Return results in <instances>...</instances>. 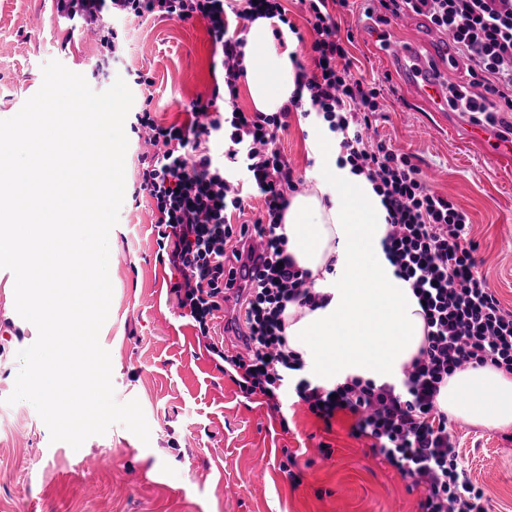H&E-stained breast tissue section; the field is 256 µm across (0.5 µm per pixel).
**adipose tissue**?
Returning a JSON list of instances; mask_svg holds the SVG:
<instances>
[{
	"label": "adipose tissue",
	"instance_id": "obj_1",
	"mask_svg": "<svg viewBox=\"0 0 512 512\" xmlns=\"http://www.w3.org/2000/svg\"><path fill=\"white\" fill-rule=\"evenodd\" d=\"M242 51L253 109L279 111L295 91V39L276 33L272 19L258 18ZM338 156V146H331L325 176L293 196L283 215L288 255L327 296L315 310L287 306L288 348L317 384L353 378L394 384L421 348L425 322L412 288L384 252L387 213L380 196L365 176L338 166ZM437 403L454 419L512 426V375L489 365L456 372Z\"/></svg>",
	"mask_w": 512,
	"mask_h": 512
}]
</instances>
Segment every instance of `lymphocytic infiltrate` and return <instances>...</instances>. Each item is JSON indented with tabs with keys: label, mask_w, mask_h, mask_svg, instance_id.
Wrapping results in <instances>:
<instances>
[{
	"label": "lymphocytic infiltrate",
	"mask_w": 512,
	"mask_h": 512,
	"mask_svg": "<svg viewBox=\"0 0 512 512\" xmlns=\"http://www.w3.org/2000/svg\"><path fill=\"white\" fill-rule=\"evenodd\" d=\"M310 26L311 64L294 58L298 88L280 111L246 114L216 111V98H196L182 123L162 125L149 108L136 112L138 190L155 203L160 250L180 278L171 285L184 316L199 336L224 306L228 279L237 266L254 268L244 287V353L212 343L217 367L248 396L271 409L287 391L324 424L348 415L352 437L367 438L375 455L409 478L422 496L418 512H491L484 489L464 469L454 425L437 406L441 385L454 372L490 365L512 374V309L506 308L478 271V246L470 219L433 191L411 157L369 137L382 111V82L355 77L338 34L335 8L349 0H298ZM60 13L96 27L115 46L112 22L139 19L206 21L223 56L224 85L236 96L244 75L241 39L228 37L232 20L259 17L286 21L279 0H56ZM368 13L381 22L413 13L446 34L457 56L470 63L471 81L449 86L448 104L477 114L479 123L512 135V0H371ZM317 116L340 136V159L373 184L387 210L384 248L397 277L409 282L426 324L424 343L403 371L400 385L358 378L326 387L313 383L300 357L289 351L284 311L295 303L322 306L308 272L286 252L281 232L289 193L303 185L275 147L276 133L291 112ZM227 140L225 157L234 175L216 165L209 142ZM262 197L253 222L233 223L245 211L244 190Z\"/></svg>",
	"instance_id": "obj_1"
}]
</instances>
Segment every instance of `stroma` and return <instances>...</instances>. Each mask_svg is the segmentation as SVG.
<instances>
[{"mask_svg":"<svg viewBox=\"0 0 512 512\" xmlns=\"http://www.w3.org/2000/svg\"><path fill=\"white\" fill-rule=\"evenodd\" d=\"M341 31L354 35L352 70L373 79L390 70V44L409 42L429 55L434 30L421 16L379 22L360 5L338 12ZM119 60L88 33L71 29L50 0H0V119L16 115L43 82L42 66L58 60L102 92L123 78L134 108L151 102L158 122L185 119L184 106L223 84L220 53L201 19L116 24ZM151 85H135L137 73ZM377 135L412 155L430 187L470 217L479 271L512 309V159L486 162L469 139L468 114L439 120L399 79L384 91ZM315 119L293 114L277 147L302 177L323 172L310 146ZM126 197L109 236L113 295L99 342L109 351L118 402L138 400L150 427L142 443L116 425L80 449L52 442L28 402L7 404L19 369L17 354L37 338L15 309L14 275L0 269V512H417L419 492L375 456L369 440L332 429L295 395L280 410L244 397L216 367L208 341L231 349L242 340L233 325L241 299H227L210 338L197 336L170 292L168 266L158 259L152 202L134 197L137 136L128 133ZM459 452L469 477L512 512V428L457 421ZM330 445L324 456L321 445Z\"/></svg>","mask_w":512,"mask_h":512,"instance_id":"1","label":"stroma"}]
</instances>
